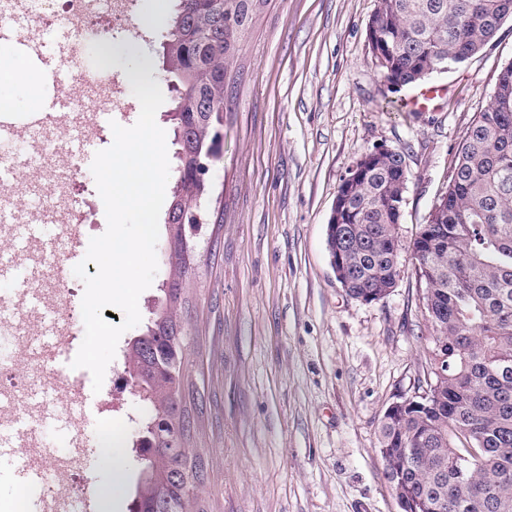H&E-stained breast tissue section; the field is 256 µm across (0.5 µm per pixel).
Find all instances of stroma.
<instances>
[{
  "instance_id": "1",
  "label": "stroma",
  "mask_w": 512,
  "mask_h": 512,
  "mask_svg": "<svg viewBox=\"0 0 512 512\" xmlns=\"http://www.w3.org/2000/svg\"><path fill=\"white\" fill-rule=\"evenodd\" d=\"M180 0H132L133 25L99 19L115 49V72L168 85L164 46ZM377 0H268L228 71L224 141L211 171L209 219L186 290L183 400L190 446L204 474L202 512H401L378 451L388 406L414 393L426 373L429 336L419 305L417 263L383 300L350 298L326 246L337 188L348 168L379 145L400 153L408 176L400 226L412 243L446 190L458 143L512 62V20L467 62L415 87L391 91L366 40ZM439 90L426 108L407 103ZM156 114L172 133V93ZM78 238L107 228L94 180L72 188ZM158 272L139 297L141 323L120 338L100 392V416L123 436L129 512L142 465L131 446L143 407L133 386L119 399L124 354L165 300L164 245Z\"/></svg>"
}]
</instances>
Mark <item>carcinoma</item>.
Listing matches in <instances>:
<instances>
[{"mask_svg": "<svg viewBox=\"0 0 512 512\" xmlns=\"http://www.w3.org/2000/svg\"><path fill=\"white\" fill-rule=\"evenodd\" d=\"M265 0H180L166 47L176 112L192 143L208 144L211 115L224 112V76L237 44ZM512 18V0H377L366 26L370 53L392 83L416 86L457 67L491 42ZM394 153L351 184L342 223L349 228L347 293L354 299L400 273L397 206L407 173ZM430 212L432 245L413 241L422 312L429 330L428 367L440 366L432 406L382 419L379 443L414 459L390 465L386 477L415 504L413 512H512V62L487 107L462 136L453 171ZM203 199L188 176L175 182L169 236ZM195 254L168 253L166 285L175 299L130 342L125 370L143 383L146 413L133 442L148 458L130 512H196L201 467L185 441L164 447L151 424L183 399L187 347L184 282Z\"/></svg>", "mask_w": 512, "mask_h": 512, "instance_id": "cac0c4a2", "label": "carcinoma"}]
</instances>
